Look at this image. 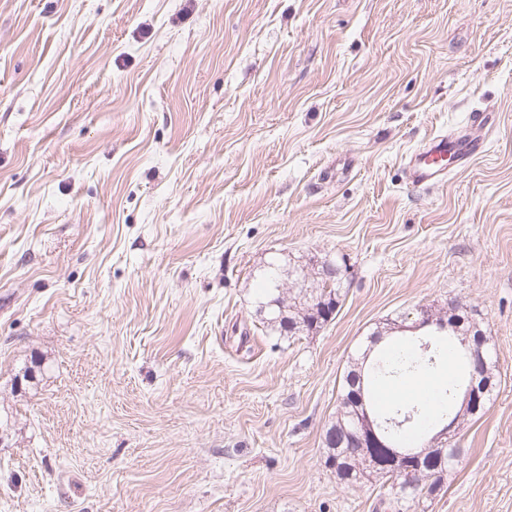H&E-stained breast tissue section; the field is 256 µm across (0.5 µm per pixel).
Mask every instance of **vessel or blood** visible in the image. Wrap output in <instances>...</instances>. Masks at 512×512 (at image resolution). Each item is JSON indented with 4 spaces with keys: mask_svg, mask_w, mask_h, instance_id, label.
Masks as SVG:
<instances>
[{
    "mask_svg": "<svg viewBox=\"0 0 512 512\" xmlns=\"http://www.w3.org/2000/svg\"><path fill=\"white\" fill-rule=\"evenodd\" d=\"M496 121L489 112H474L466 130L431 138L405 163V179L415 187H430L445 182L449 166L466 168L486 148V134Z\"/></svg>",
    "mask_w": 512,
    "mask_h": 512,
    "instance_id": "obj_1",
    "label": "vessel or blood"
}]
</instances>
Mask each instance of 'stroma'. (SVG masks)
Returning a JSON list of instances; mask_svg holds the SVG:
<instances>
[{
    "instance_id": "35a3bbf8",
    "label": "stroma",
    "mask_w": 512,
    "mask_h": 512,
    "mask_svg": "<svg viewBox=\"0 0 512 512\" xmlns=\"http://www.w3.org/2000/svg\"><path fill=\"white\" fill-rule=\"evenodd\" d=\"M314 255L339 312L270 330ZM454 299L496 386L405 512H512V0H0V512H385L325 464L343 372ZM496 121L491 112H472L468 128L431 138L405 163V179L414 187H430L448 178V158L458 169L466 168L486 148V134Z\"/></svg>"
}]
</instances>
